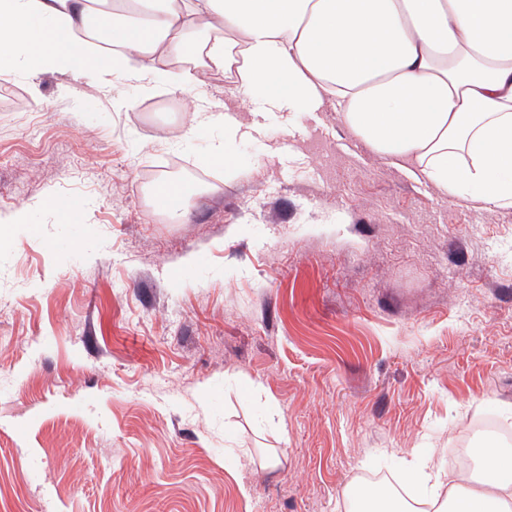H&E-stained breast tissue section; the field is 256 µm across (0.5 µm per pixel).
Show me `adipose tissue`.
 <instances>
[{
	"label": "adipose tissue",
	"mask_w": 512,
	"mask_h": 512,
	"mask_svg": "<svg viewBox=\"0 0 512 512\" xmlns=\"http://www.w3.org/2000/svg\"><path fill=\"white\" fill-rule=\"evenodd\" d=\"M0 0V75L136 68L199 57L280 112L333 97L378 155L461 201L512 208V0ZM488 480L460 492L435 464L415 502L370 485L360 512H512V455L480 451Z\"/></svg>",
	"instance_id": "obj_1"
}]
</instances>
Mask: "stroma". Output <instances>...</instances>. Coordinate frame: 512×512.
<instances>
[{"instance_id":"1","label":"stroma","mask_w":512,"mask_h":512,"mask_svg":"<svg viewBox=\"0 0 512 512\" xmlns=\"http://www.w3.org/2000/svg\"><path fill=\"white\" fill-rule=\"evenodd\" d=\"M162 67L7 77L0 512H355L366 475L410 498L412 459L512 449L477 427L512 430V209L414 182L332 101ZM173 164L183 224L147 195Z\"/></svg>"}]
</instances>
